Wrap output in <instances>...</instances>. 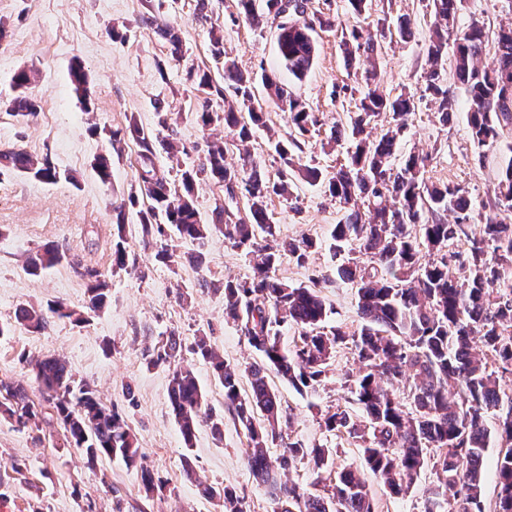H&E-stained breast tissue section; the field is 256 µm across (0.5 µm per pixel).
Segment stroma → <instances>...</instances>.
Listing matches in <instances>:
<instances>
[{
  "mask_svg": "<svg viewBox=\"0 0 512 512\" xmlns=\"http://www.w3.org/2000/svg\"><path fill=\"white\" fill-rule=\"evenodd\" d=\"M196 0H0V149L20 147L36 157L49 156L63 178L44 183L17 175L0 181V380L23 382L36 393L30 361L46 355L63 357L76 383L97 390L102 401L117 410L137 438L139 458L126 465L118 459L88 464L81 449L67 444L63 430L43 414L39 430L19 426L0 415V512H224L222 498L200 495L204 481L215 489L233 487L247 512H274L275 502L253 478L245 429L224 404V388L209 364L192 352L199 337H207L225 362L246 366L258 361L238 328L224 318V280L251 272V258L209 231L203 240L169 237L171 262L154 260V250L142 242L141 207L129 205L136 185L134 141L120 144L112 159V176L101 182L92 169L95 157L108 147L103 129L125 130L137 121L154 136L173 142L177 160L159 153L157 164L168 177L179 166L199 164L211 143L225 139L224 126H203L197 117L204 90L196 74L219 75L221 67L210 52L211 29L224 37L226 55L248 71L276 72L289 90L316 112L320 124L296 153L297 167L319 169L332 176L347 158L348 140L329 144L333 128H349L360 97L364 72L347 60L342 43L352 29L377 33L405 16L412 35L380 39L373 65L381 85L391 94L419 97L424 88V50L433 36L435 17L429 0H371L366 15L356 16L347 0H309L308 16H335L331 27L316 28V58L302 79L282 68L275 22L253 25L240 14L236 0H211L208 19H198ZM146 16L179 29L184 45L173 59ZM484 25L487 33L512 23V0H465L457 24ZM82 64L91 88L90 104H81L70 82V69ZM442 77L455 97L449 123H440L433 106L421 101L408 120L398 156L415 151L428 158L425 177L432 182L463 187L471 200L470 221L477 224L493 202V186L502 162L499 153L479 151L467 125L468 105L456 82L452 56H445ZM31 69L30 86L39 104L34 118L19 121L8 113L11 78ZM210 100V99H207ZM223 111L221 99L210 100ZM170 115L160 126L155 104ZM254 107L266 114L256 129L251 150L267 177H275L280 160L274 140L286 138L288 123L263 86H256ZM123 206L130 263L112 266L114 206ZM271 221L282 239L311 237L320 243L307 264L282 254L276 276L291 285L308 284L314 272L331 273L326 249L331 233L344 215L342 205L323 184L297 177L290 198L271 196ZM58 248L63 259L39 276L28 275L25 263L43 245ZM99 269L109 284L104 309L77 324L49 318L45 329L19 325L22 307L48 308L60 301L80 309L87 296L81 266ZM330 313L326 330L359 331L357 296L351 285L335 281L322 288ZM182 341L181 364L191 366L205 395L206 409L223 422L222 436L208 423L198 426L191 444H184L168 404L173 366L146 365L144 352L169 332ZM359 367L349 346L337 348L316 390L298 392L277 375L269 382L278 392L288 422L283 431L306 447L326 446L334 455L330 471L363 470L359 448L327 432L322 420L345 395V383ZM164 486L146 495L143 471ZM434 486L429 469H422L408 492L394 495L377 481L369 487L378 512H422Z\"/></svg>",
  "mask_w": 512,
  "mask_h": 512,
  "instance_id": "stroma-1",
  "label": "stroma"
}]
</instances>
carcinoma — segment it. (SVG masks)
Masks as SVG:
<instances>
[{
  "instance_id": "obj_1",
  "label": "carcinoma",
  "mask_w": 512,
  "mask_h": 512,
  "mask_svg": "<svg viewBox=\"0 0 512 512\" xmlns=\"http://www.w3.org/2000/svg\"><path fill=\"white\" fill-rule=\"evenodd\" d=\"M263 2L264 11L259 13L256 0H238L239 12L254 23L263 16L280 20L281 65L293 77L303 78L316 53L313 21L305 18L306 0ZM432 4L436 32L425 51L424 95L434 103L440 123L448 124L455 100L442 84L440 65L448 40H453L454 71L469 103L472 139L478 148L499 150L508 158L493 189V212L482 224L469 223L471 201L462 187L428 182L424 158L414 152L400 165L394 164L406 118L415 112L417 103L405 93H386L375 75L365 71L359 112L348 134L351 151L326 181L329 195L346 212L332 233L329 252L336 278L357 290L362 325L356 336L340 327L324 332L328 308L317 288L329 282L328 276L314 274L305 286H292L275 276L281 249L304 265L317 248L306 237L279 241L267 200L273 194L292 195L294 151L301 149L300 139L318 125L319 118L266 72L240 70L224 55L223 36L211 33L212 54L223 63L224 84H214L204 72L198 76V86L219 98L232 91L240 109L229 106L219 114L211 110L207 97L198 118L204 126L224 121L232 134V146L239 152L238 167L226 165L227 146L216 144L197 168L182 171L176 185L157 168L153 135L135 121L122 133L109 132V148L93 165L97 177L108 181L112 147L121 143L123 135L135 141L137 190L130 202L136 203L140 196L149 200L141 219L146 244L164 236L163 224L174 228L179 237L192 240L205 238L213 226L224 232L233 247L252 256L250 275L224 280V314L239 327L261 362L243 370L226 364L203 337L195 343L194 354L211 365L224 386V403L248 434L250 470L267 487L278 512H376L366 481L348 469L336 473L329 495L312 492L323 482L331 449L284 441L280 400L267 381L268 373L274 372L301 392L314 389L321 384L336 348L348 342L361 369L346 389L363 417L338 405L323 418L326 431L357 443L368 471L395 495L407 491L424 466L431 465L438 486L452 490L454 496L443 503L427 499L424 512H485L482 462L495 437L503 448L498 458L495 512H512V388L502 385L504 378L512 377V233L495 228L512 217V142L504 140V131H512V27L495 34L496 63L486 67L481 64L489 42L484 27L473 23L460 29L456 25L462 0H432ZM142 22L157 29L172 57L182 56L183 42L175 28L159 24L154 17ZM377 48L378 41L357 28L344 41L352 61H370ZM70 78L78 97L87 100L84 67L74 65ZM258 80L270 91L291 128L289 138L275 143L281 166L273 180L261 171L248 148L253 129L263 124V112L252 106V89ZM31 82V72L25 69L12 78L15 96L10 109L23 120L37 110L27 94ZM383 114L390 115L391 121L379 136L368 139L366 129ZM18 174L45 183L61 177L47 157L37 158L17 147L0 150V178ZM202 175L224 188L229 200L244 197L247 212L240 215L219 206L213 211L212 224L200 223L192 191ZM450 213L454 214L451 223ZM116 230L112 266L123 269L128 253L120 207ZM60 260L58 249L46 245L29 258L26 270L36 275ZM453 267L463 271L462 281L450 277ZM84 276L93 283L83 310L76 312L58 303L49 306L54 316L80 323L86 314L105 306L108 284L101 273L87 268ZM16 320L35 331L47 325V316L34 308L19 309ZM288 322L301 329L299 341L291 348L279 336L281 324ZM181 350L180 337L171 333L146 355L147 364L174 361ZM31 367L40 396L63 426L69 444L83 449L92 462L112 457L128 465L137 462L139 448L125 418L103 404L88 385H74L63 358L45 356ZM243 372L250 379V391L245 394L240 390ZM168 399L186 446H191L205 418L211 420L215 433H221V422L203 410L204 397L190 369L173 372ZM0 412L22 425L41 416L20 381L0 380ZM278 444L285 450L273 460L268 449ZM298 458L308 460V488L285 478V471ZM223 497L224 512H246L243 498L233 489L224 488Z\"/></svg>"
}]
</instances>
